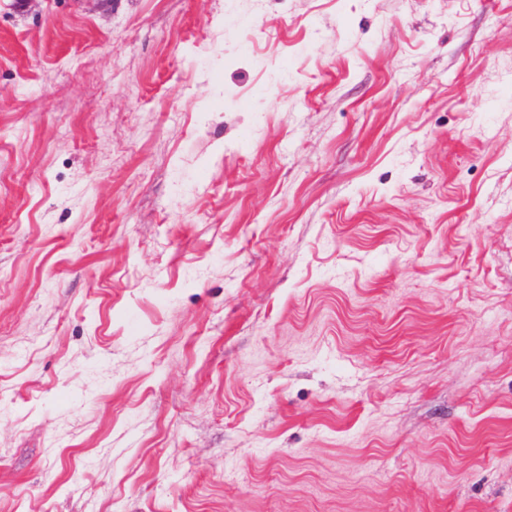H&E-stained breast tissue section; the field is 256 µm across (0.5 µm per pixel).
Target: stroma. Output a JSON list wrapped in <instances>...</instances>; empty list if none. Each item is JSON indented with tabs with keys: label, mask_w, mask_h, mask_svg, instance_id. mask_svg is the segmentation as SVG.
<instances>
[{
	"label": "stroma",
	"mask_w": 512,
	"mask_h": 512,
	"mask_svg": "<svg viewBox=\"0 0 512 512\" xmlns=\"http://www.w3.org/2000/svg\"><path fill=\"white\" fill-rule=\"evenodd\" d=\"M0 512H512V0H0Z\"/></svg>",
	"instance_id": "stroma-1"
}]
</instances>
